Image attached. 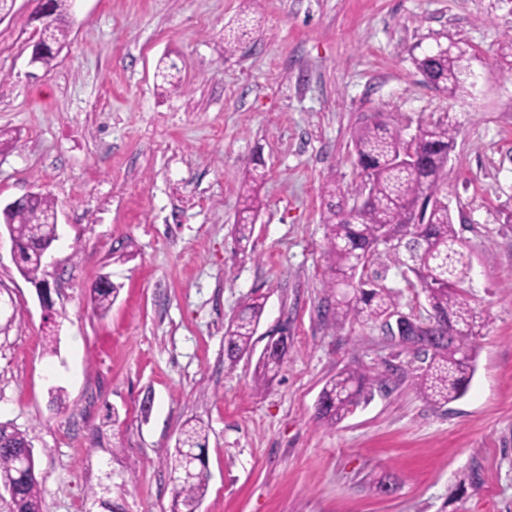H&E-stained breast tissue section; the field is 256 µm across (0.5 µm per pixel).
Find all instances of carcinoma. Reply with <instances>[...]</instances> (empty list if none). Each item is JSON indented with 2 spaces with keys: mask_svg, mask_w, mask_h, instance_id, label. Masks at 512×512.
<instances>
[{
  "mask_svg": "<svg viewBox=\"0 0 512 512\" xmlns=\"http://www.w3.org/2000/svg\"><path fill=\"white\" fill-rule=\"evenodd\" d=\"M55 25L50 30L55 46L69 32L72 0H51ZM466 51L438 49L416 60L425 79L450 97L460 87L467 68ZM456 128L443 122L418 127L409 140L391 121L369 119L354 129L352 142L361 182L355 192L368 194L363 209H344L345 192L326 188L328 203L325 223L329 229L328 253L331 277L326 288L334 303L323 317L332 325L364 319L388 324L400 314L398 294L369 276V265L384 256L402 273H411L430 308L428 321L404 316L393 339L413 352L420 362L414 381L417 390L433 406L443 408L462 398L474 372L475 343L486 328V319L469 303L464 289L471 257L464 252L443 186L447 183L448 154ZM259 207L258 193L244 197L241 223L235 225L238 242L249 241L250 219ZM55 199L36 193L22 202L0 210V224L7 226L18 246V266L29 280H39L41 266L34 255L57 238ZM384 252L378 251L379 245ZM117 288L107 279L93 289L91 303L105 314L112 306ZM265 302L255 298L231 318L225 329L226 355L238 359L252 347L256 326ZM284 356L268 355L259 360L262 379L278 373ZM375 379L363 369L346 368L326 382L318 403V418L330 423L344 419L372 397ZM204 427L185 423L175 448L174 470L182 469L184 453L205 448ZM29 449L20 431L0 425V481L14 485V512H42V486L36 476L34 457L23 458ZM205 461L197 463L188 477H177L171 512H191L208 488Z\"/></svg>",
  "mask_w": 512,
  "mask_h": 512,
  "instance_id": "carcinoma-1",
  "label": "carcinoma"
}]
</instances>
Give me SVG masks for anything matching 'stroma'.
Here are the masks:
<instances>
[{
  "instance_id": "1",
  "label": "stroma",
  "mask_w": 512,
  "mask_h": 512,
  "mask_svg": "<svg viewBox=\"0 0 512 512\" xmlns=\"http://www.w3.org/2000/svg\"><path fill=\"white\" fill-rule=\"evenodd\" d=\"M39 0L0 20V203L57 201L44 313L0 238L17 301L0 335V423L25 433L43 512H170L182 424L207 430L201 512H512V0H75L51 67L31 63ZM234 42L226 51V42ZM458 43L455 99L415 66ZM458 130L448 203L488 327L467 394L418 392L378 322L323 321L326 182L359 183L351 133L374 116ZM264 171L248 250L233 226ZM119 293L99 314L90 291ZM254 297L251 352L225 327ZM288 329L278 375L258 379ZM360 367L373 399L328 426L326 381ZM392 480L379 495L378 482Z\"/></svg>"
}]
</instances>
